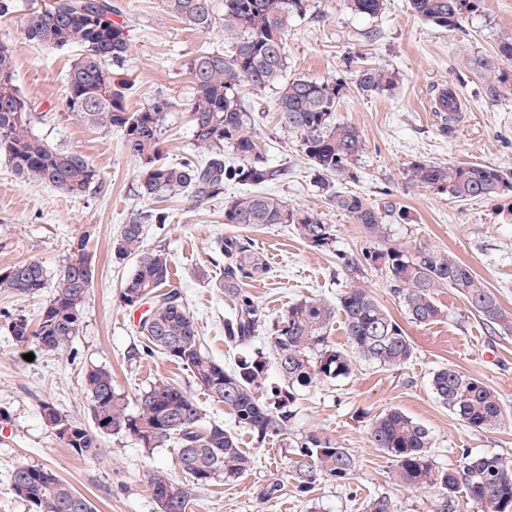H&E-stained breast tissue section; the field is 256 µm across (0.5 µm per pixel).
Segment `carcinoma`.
Instances as JSON below:
<instances>
[{"label":"carcinoma","mask_w":512,"mask_h":512,"mask_svg":"<svg viewBox=\"0 0 512 512\" xmlns=\"http://www.w3.org/2000/svg\"><path fill=\"white\" fill-rule=\"evenodd\" d=\"M167 13L198 31L210 30L212 0H160ZM354 14L376 16L385 0H343ZM485 0H410L413 13L439 28L455 31L467 15L484 8ZM308 0H224V38L229 48L205 49L188 62L194 94L188 103L195 147L202 161L170 164L162 157L169 103L160 99L130 111L132 86L112 82V70L125 65L130 39L124 11L112 0H54L44 9L24 15L27 39L52 48L78 45L65 75L64 110L52 114L73 119L91 130L121 134L124 151L139 162V195L146 200L187 197L198 204L224 195V184L245 187V192L224 203V223L250 229L291 224L299 238L317 249L336 242L334 226L312 212L290 207L281 197L261 190L278 176L255 131V117L245 103L242 87L273 89L277 125L300 137L301 150L315 172L316 184L328 202L362 227L371 240L388 238L387 219H405L392 201L380 209L355 192L334 190L333 178L353 177L352 169L366 150L353 126L336 119L348 91L378 94L396 82L395 73L349 55L346 67L352 82L343 78L317 82L288 77V28L306 16ZM512 61V36L500 39L496 59H479L473 66L485 76L484 92L499 101L512 97V77L496 61ZM433 111L448 132L461 118L463 103L456 86L438 90ZM47 116L34 111V103L21 92L14 69L13 49L0 43V158L23 182L49 185L61 193L84 196L99 180L97 170L73 152L55 147L33 131V123ZM229 150L238 163H224ZM413 186L446 193L456 201H480L512 196V173L481 163L411 162L406 170ZM159 210L133 214L121 225L113 241L114 257L135 261V269L122 283L120 306L136 310L150 304L137 329L145 339L127 353L130 360L160 354L190 373L192 384L224 404L236 426L261 440L281 436L295 418L302 392L325 380H342L352 372L353 359L378 367L404 365L414 346L404 328L374 296L366 282H350L331 307L321 299L305 298L288 306L272 323L271 348L282 383L265 390L267 361L262 351L243 357L226 368L207 355L181 287L171 279V256L144 245L147 224H165ZM87 236L72 243V256L59 271L58 286L37 323L17 314L9 316L8 331L19 345L36 343L44 351L68 344L79 331L82 306L94 279L86 252ZM224 294L234 298V315L224 320V337L235 345L250 344L265 314L240 287L241 278L260 269L248 239H224ZM349 271L369 267L384 274L406 319L427 326L442 317L435 299L448 288L465 299L471 311L495 334L512 335V314L479 280L473 268L449 251L420 246H398L336 254ZM47 284V270L34 259L0 268V292L33 297ZM344 320L347 348L329 340L336 313ZM93 427L87 428L59 411L41 404V417L66 448L92 458L104 435H125L148 454L168 442L177 448L179 475L162 469L146 474L147 487L160 512H187L196 493L217 481L233 482L254 468V459L238 446L235 433L205 413L190 392L178 383L159 379L137 395V411L129 412L126 396L118 391L112 372L93 367L84 376ZM430 387L438 401L467 427L486 431L503 419L505 407L496 391L482 378L455 367H441ZM370 442L391 457V480L411 490L432 489L431 512H455L456 493L465 491L477 512H512V468L499 455L461 450L453 469L437 465L430 431L399 410H390L371 425ZM299 492L305 494L322 480L347 483L356 468L346 449L316 434L297 446L293 461ZM15 495L35 512H95L92 503L60 480L50 469L18 464L11 474ZM365 512H398L388 495L365 503Z\"/></svg>","instance_id":"obj_1"}]
</instances>
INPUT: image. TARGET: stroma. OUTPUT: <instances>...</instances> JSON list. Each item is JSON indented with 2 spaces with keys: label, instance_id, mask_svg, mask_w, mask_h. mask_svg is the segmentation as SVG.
Instances as JSON below:
<instances>
[{
  "label": "stroma",
  "instance_id": "stroma-1",
  "mask_svg": "<svg viewBox=\"0 0 512 512\" xmlns=\"http://www.w3.org/2000/svg\"><path fill=\"white\" fill-rule=\"evenodd\" d=\"M44 0H15V12L0 18V42L11 45L17 83L39 112L59 111L65 97V74L74 50H56L27 40L23 17ZM126 18L130 58L120 79L133 83L128 100L138 110L157 97L172 101L166 119L165 151L178 162L194 152L186 104L193 94L188 61L207 44L223 46L224 27L218 20L205 33L165 14L159 0H131ZM512 34V0H487L484 11L469 15L461 30L450 32L417 18L409 0H386L382 14L370 18L350 13L343 0H310L305 18L288 31V74L313 81L349 78L346 56L365 53L396 73L395 88L373 96L351 94L340 104L338 121L357 128L366 150L350 180H337V191H355L372 203L385 197L403 207L405 220L391 222L389 242L405 248L428 246L446 250L468 263L481 282L512 313V197L479 202H454L447 195L410 185V162L488 163L512 170V99L490 101L472 60L493 56L500 37ZM455 85L470 105L462 121L442 132L430 110V91ZM245 103L260 120L257 135L270 164L281 169L268 192L289 206L319 214L336 227L334 251H320L299 239L291 226L277 224L249 230L252 251L265 273L245 280L243 287L265 314L267 322L283 316L302 298L335 302L355 274L336 263L337 251H360L371 241L360 225L336 211L313 181L309 162L295 135L280 130L273 118L272 90H245ZM37 135L83 156L100 180L85 196L72 198L36 182H21L0 160V267L36 259L46 267L48 282L39 295L19 298L0 294V512H32L10 487L19 463L49 467L62 481L94 505L96 512H159L143 474L151 467L176 471L177 449L166 444L146 453L123 435L103 437L97 457L83 459L62 447L40 415L41 402H51L72 419L91 426L83 387L87 369L111 370L117 389L128 402L158 379L190 387L186 370L156 355L138 361L127 353L139 346L132 311L118 302L120 287L133 261H116L112 243L132 213L150 208L137 194L139 166L122 148L119 132L98 133L72 120L35 124ZM239 191L224 187L222 198L195 205L181 197L161 201L167 224H150L145 244L166 250L172 272L206 352L218 363L263 349L270 366L268 380L280 383L267 344V329L259 327L252 345L238 347L224 338V320L234 303L218 283L224 259L218 244L237 229L224 221V201ZM88 236L87 251L94 280L82 308L77 336L56 352L14 344L10 316L38 320L54 294L58 273L71 255V244ZM375 297L396 321L402 322L415 348L413 358L399 367L353 363L351 375L325 381L302 394L297 416L285 435L258 442L235 428L222 403L203 393L194 398L207 419L234 429L241 448L255 460L244 478L217 482L194 497L189 512H362L365 501L388 494L399 512H429L432 491H410L391 483L392 464L370 442L373 420L397 409L430 431L439 466L453 468L462 449L500 455L512 463V335L488 333L481 319L455 292L436 295L442 317L428 326L406 322L399 300L384 275L363 273ZM453 366L482 377L498 393L506 413L494 429L474 431L439 403L430 387L432 373ZM317 434L346 448L356 459L348 484L321 481L308 493L297 489L292 469L301 438ZM280 484L275 498H264L271 484Z\"/></svg>",
  "mask_w": 512,
  "mask_h": 512
}]
</instances>
